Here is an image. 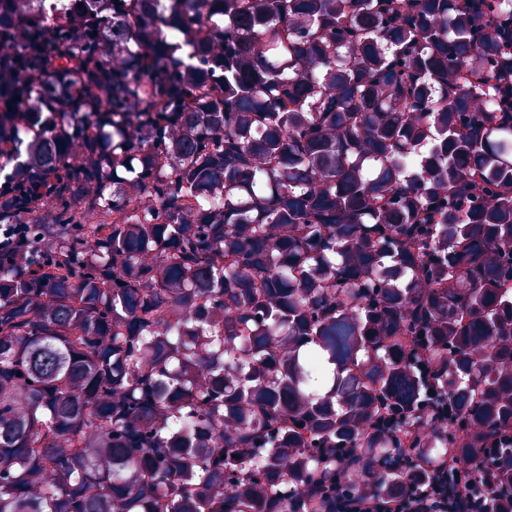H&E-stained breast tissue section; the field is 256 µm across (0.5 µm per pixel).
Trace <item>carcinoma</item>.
I'll return each instance as SVG.
<instances>
[{"mask_svg": "<svg viewBox=\"0 0 512 512\" xmlns=\"http://www.w3.org/2000/svg\"><path fill=\"white\" fill-rule=\"evenodd\" d=\"M488 12L512 0H0V224L26 225L0 257V512H313L324 476L415 489L448 449L512 512Z\"/></svg>", "mask_w": 512, "mask_h": 512, "instance_id": "1", "label": "carcinoma"}]
</instances>
